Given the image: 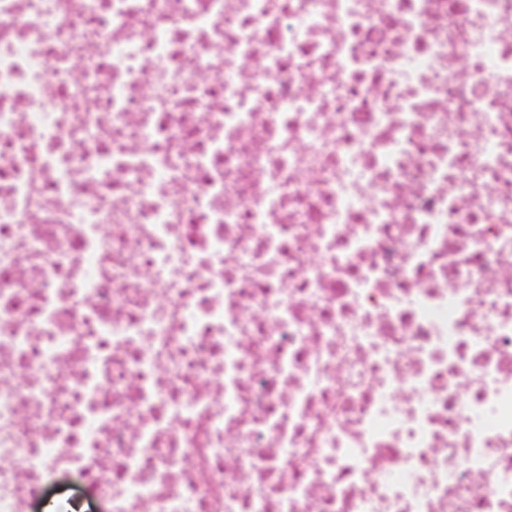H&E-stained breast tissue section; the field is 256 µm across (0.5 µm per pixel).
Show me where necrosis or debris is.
Returning a JSON list of instances; mask_svg holds the SVG:
<instances>
[{
  "label": "necrosis or debris",
  "instance_id": "obj_1",
  "mask_svg": "<svg viewBox=\"0 0 512 512\" xmlns=\"http://www.w3.org/2000/svg\"><path fill=\"white\" fill-rule=\"evenodd\" d=\"M512 512V0H0V512Z\"/></svg>",
  "mask_w": 512,
  "mask_h": 512
}]
</instances>
